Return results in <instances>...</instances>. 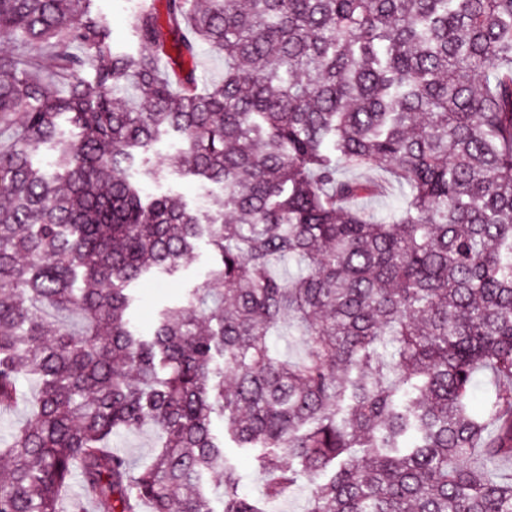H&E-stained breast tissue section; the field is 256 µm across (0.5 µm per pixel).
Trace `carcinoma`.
I'll return each mask as SVG.
<instances>
[{
  "label": "carcinoma",
  "instance_id": "obj_1",
  "mask_svg": "<svg viewBox=\"0 0 512 512\" xmlns=\"http://www.w3.org/2000/svg\"><path fill=\"white\" fill-rule=\"evenodd\" d=\"M91 2L0 0V512H215L211 478L222 512H512V0H162L134 55ZM166 128L205 214L132 180ZM201 241L220 287L140 333L131 285ZM144 426L137 466L112 438ZM197 77L200 86L206 82H213L224 75V59L203 48L197 63ZM233 454L234 464L241 479V488L243 492L260 497L262 493V477L255 469L251 457L245 453L230 450Z\"/></svg>",
  "mask_w": 512,
  "mask_h": 512
}]
</instances>
